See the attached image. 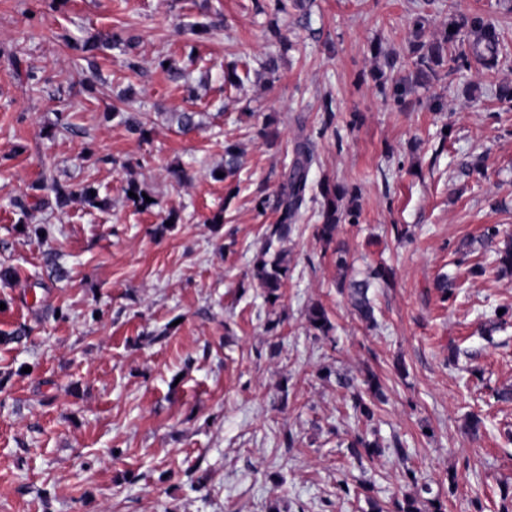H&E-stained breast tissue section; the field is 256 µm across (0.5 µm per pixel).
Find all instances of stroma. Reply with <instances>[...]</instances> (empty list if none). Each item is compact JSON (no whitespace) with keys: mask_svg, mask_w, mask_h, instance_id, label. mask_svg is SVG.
I'll list each match as a JSON object with an SVG mask.
<instances>
[{"mask_svg":"<svg viewBox=\"0 0 512 512\" xmlns=\"http://www.w3.org/2000/svg\"><path fill=\"white\" fill-rule=\"evenodd\" d=\"M271 0H0V512H368V498L440 499L447 512H499L512 486V321L486 337L482 324L512 309V277L492 254L459 262L456 247L485 226L512 231V5L507 0H315L309 26L294 9L279 25L295 48L268 82L259 62L277 52ZM500 25L505 57L493 70L464 63L459 37L432 86L393 105L370 72L371 45L407 55L417 16L427 37L456 14ZM222 15L221 29L201 31ZM132 47L98 52L96 69L71 45L112 30ZM21 68H14L13 58ZM183 71L169 80L162 62ZM236 64L241 88L224 82ZM32 70L37 83H28ZM134 87L138 138L105 119ZM443 111H435L434 100ZM335 128L322 132L326 102ZM194 111L184 135L172 116ZM274 117L279 138L258 131ZM329 178L360 190L358 226L343 225L350 271L383 258L391 284L376 285L378 324L366 328L336 291V266L315 235L309 202L285 247L290 273L269 304L249 278L293 156L298 129ZM242 151L238 179H217L224 146ZM483 156L484 170L457 164ZM190 170L177 182L168 170ZM48 176L91 185L109 206L66 213L39 206L32 183ZM150 195L136 209L126 188ZM34 217L22 220L20 205ZM176 224L160 229L163 216ZM223 223H213L215 214ZM46 233L38 235L35 225ZM404 225L397 242L392 225ZM486 272L474 275L473 263ZM454 277L441 301L438 274ZM322 304L330 338L306 329ZM279 321V338L265 332ZM464 355L449 364L452 346ZM375 372L387 401L358 421L335 379ZM485 427L465 436L466 414ZM387 450L357 461L359 432ZM414 470L417 484L405 473ZM347 478L349 492L337 486Z\"/></svg>","mask_w":512,"mask_h":512,"instance_id":"1","label":"stroma"}]
</instances>
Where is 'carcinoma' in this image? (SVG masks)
I'll return each instance as SVG.
<instances>
[{
    "label": "carcinoma",
    "mask_w": 512,
    "mask_h": 512,
    "mask_svg": "<svg viewBox=\"0 0 512 512\" xmlns=\"http://www.w3.org/2000/svg\"><path fill=\"white\" fill-rule=\"evenodd\" d=\"M425 18L417 17L413 22L412 38L408 41V58L410 67L407 73H401L398 58L388 56L384 68L376 73L380 83H390V97L397 106L406 104V98L412 87L428 86L439 79V68L448 60V48L456 42V36L461 28L473 36L470 43L472 55L485 68L493 69L499 63L500 47L503 43L501 31L494 22L480 16H460L450 27L444 29L441 37L434 40L423 39ZM272 31L279 36L282 53L267 55L260 62V68L272 81L278 78L283 54L294 47L287 38L280 36L277 26ZM131 43V38L124 36L121 31H111L92 36L81 43H74L72 48L85 54L84 60L88 66L96 65L95 51L120 44ZM294 157L282 175L275 197H261L256 201V207L272 208L277 213L274 223L266 226L262 236V246L252 261L250 276L264 289L266 301L275 304L281 297V288L288 279L289 266L283 243L293 231V228L305 208L309 190V174L317 163V156L310 144V138L301 135L294 144ZM241 154L234 144L224 147V179L234 178L241 168ZM322 198L320 203V224L317 227V237L326 251L335 256L336 267L344 274L336 282L338 292L347 298L357 318L365 325L372 327L377 324L376 308L370 289L375 282H389L394 276V270L384 262H377L368 268L366 276L357 279L346 274L349 269L347 249L337 240L339 226L343 223L357 224L361 215L359 204V189L342 183L322 181L318 185ZM48 189L54 195V206L64 211L69 203L77 198L90 207L99 206L96 189L91 186H71L62 184L46 177L33 183L31 190ZM501 231L496 224L484 228L481 244L496 245V262L502 272H512V236L499 239ZM434 288L440 293L442 300L454 298L457 284L446 275H440L434 282ZM306 323L308 330L316 336H329L332 324L327 310L321 304H315L307 309ZM336 383L349 394L355 413L367 420L374 415L375 402L381 400L382 393L378 378L369 373L362 380H357L346 374H336ZM354 457L366 456L372 460L382 454L379 443L369 441L366 436L358 435L347 444ZM371 512H445L443 504L437 500L430 501V508L423 511L416 507V500L406 497L392 503V507H384L372 502Z\"/></svg>",
    "instance_id": "obj_1"
}]
</instances>
